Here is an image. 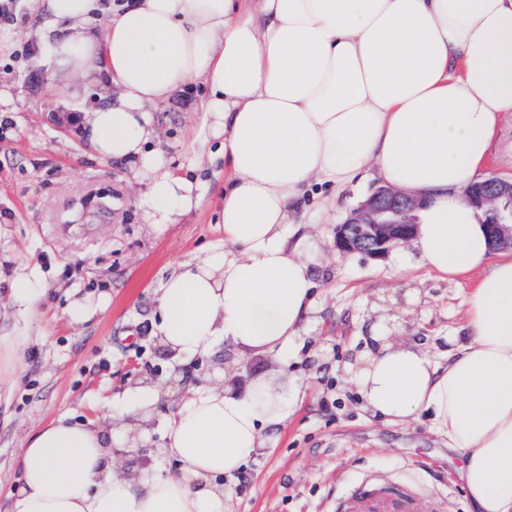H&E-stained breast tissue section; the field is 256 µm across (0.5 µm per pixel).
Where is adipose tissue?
Segmentation results:
<instances>
[{"mask_svg":"<svg viewBox=\"0 0 512 512\" xmlns=\"http://www.w3.org/2000/svg\"><path fill=\"white\" fill-rule=\"evenodd\" d=\"M47 90L101 100L78 118L102 161L127 163L136 206L157 232L198 209L194 184L151 147L153 106L198 83L204 129L219 140L224 242L163 280L162 342L174 355L287 362L313 308L323 255L302 217L375 177L420 201L407 257L469 284L464 343L444 356L378 336L352 382L385 423L427 417L463 461L472 512H512V253H494L483 209L467 198L491 178L490 148L512 112V0H30ZM329 197H321V190ZM159 391L129 392L132 419L111 429L60 418L18 456L10 512H225L219 477H235L298 395L262 376L240 390L190 388L168 416L175 473L114 472L137 447Z\"/></svg>","mask_w":512,"mask_h":512,"instance_id":"ef3b65f1","label":"adipose tissue"}]
</instances>
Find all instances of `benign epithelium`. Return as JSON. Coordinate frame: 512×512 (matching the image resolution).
I'll return each instance as SVG.
<instances>
[{
  "label": "benign epithelium",
  "mask_w": 512,
  "mask_h": 512,
  "mask_svg": "<svg viewBox=\"0 0 512 512\" xmlns=\"http://www.w3.org/2000/svg\"><path fill=\"white\" fill-rule=\"evenodd\" d=\"M471 203L485 208L492 246L512 250V178L494 176L469 191ZM419 202L381 187L364 201L336 231V247L382 257L409 239Z\"/></svg>",
  "instance_id": "1"
}]
</instances>
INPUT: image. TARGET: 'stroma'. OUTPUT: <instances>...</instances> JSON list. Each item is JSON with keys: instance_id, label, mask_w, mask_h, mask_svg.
Instances as JSON below:
<instances>
[{"instance_id": "35a3bbf8", "label": "stroma", "mask_w": 512, "mask_h": 512, "mask_svg": "<svg viewBox=\"0 0 512 512\" xmlns=\"http://www.w3.org/2000/svg\"><path fill=\"white\" fill-rule=\"evenodd\" d=\"M12 49L0 53V84L14 102L0 119V270L36 275L47 286L35 316L9 315V329L27 335L13 374L0 379V512L21 488L17 453L40 428L62 416L107 424L104 405L124 407L134 389L176 381L139 448L116 451L120 476L150 468L175 472L165 455L163 419L188 386L242 387L262 375L305 397L277 433L231 480L228 512H336L354 483L369 478L403 489L424 512H470L461 461L429 429L427 418L390 425L363 409L350 369L373 337L413 340L434 353L463 336L468 287L417 264L395 272L390 258L341 252L336 226L380 183L366 179L336 199V221L317 225L325 260L315 270V303L298 339L297 361L242 359L229 347L178 358L161 343L154 307L172 265L204 245L221 244L214 224L216 179L204 138L200 86L179 90L154 110L171 169L209 184L202 206L165 232L145 224L135 205L144 186L121 162L90 156L71 122L94 106L88 85L80 105L55 102L46 73L32 60L38 23L27 0H13ZM88 304L78 324L72 302Z\"/></svg>"}]
</instances>
